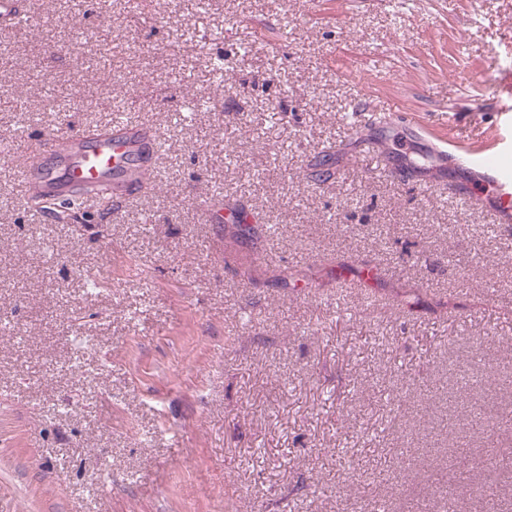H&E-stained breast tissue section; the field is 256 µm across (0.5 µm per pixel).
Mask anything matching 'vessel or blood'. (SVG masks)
Here are the masks:
<instances>
[{
    "label": "vessel or blood",
    "mask_w": 512,
    "mask_h": 512,
    "mask_svg": "<svg viewBox=\"0 0 512 512\" xmlns=\"http://www.w3.org/2000/svg\"><path fill=\"white\" fill-rule=\"evenodd\" d=\"M26 15L21 0H0V27L14 28ZM157 132L149 125L123 119L90 134L64 132L50 146L48 159L27 162L20 180L26 199L56 201L93 199L106 193L121 202L146 188L156 169ZM512 154V138L497 132L485 146H458L449 156L463 169L487 177L496 197L492 211L499 224L512 222V166L494 164V157Z\"/></svg>",
    "instance_id": "b4317fda"
}]
</instances>
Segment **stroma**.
<instances>
[{
	"instance_id": "35a3bbf8",
	"label": "stroma",
	"mask_w": 512,
	"mask_h": 512,
	"mask_svg": "<svg viewBox=\"0 0 512 512\" xmlns=\"http://www.w3.org/2000/svg\"><path fill=\"white\" fill-rule=\"evenodd\" d=\"M195 3L23 0L36 33L0 29V512H486L463 470L512 512V223L464 203L480 174L399 179L497 130L512 0ZM119 101L166 144L151 184L38 216L17 143ZM362 108L396 120L354 133Z\"/></svg>"
}]
</instances>
